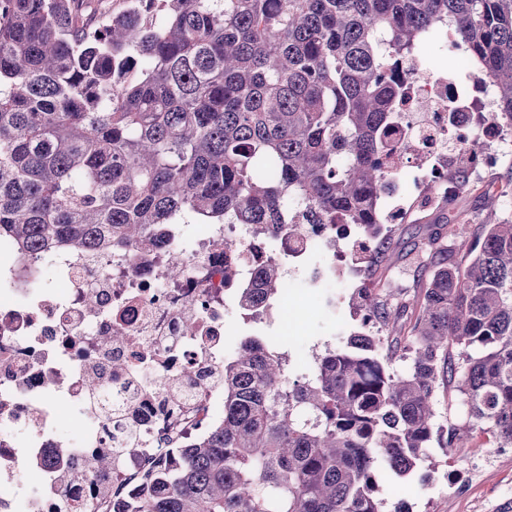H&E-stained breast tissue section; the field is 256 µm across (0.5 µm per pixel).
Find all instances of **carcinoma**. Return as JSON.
Wrapping results in <instances>:
<instances>
[{"mask_svg": "<svg viewBox=\"0 0 512 512\" xmlns=\"http://www.w3.org/2000/svg\"><path fill=\"white\" fill-rule=\"evenodd\" d=\"M0 0V236L25 250L147 253L170 224L377 233L399 68L448 26L512 127V0ZM449 179L467 183V158ZM466 243L463 263L438 246ZM404 303L360 291L346 342L292 381L258 331L224 363V421L174 453L130 512H387L378 465L410 478L433 445L512 446V221L450 217ZM263 293L284 288L261 273ZM403 375L391 337L406 308ZM469 422L439 425L441 372Z\"/></svg>", "mask_w": 512, "mask_h": 512, "instance_id": "carcinoma-1", "label": "carcinoma"}]
</instances>
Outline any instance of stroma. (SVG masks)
<instances>
[{
  "label": "stroma",
  "mask_w": 512,
  "mask_h": 512,
  "mask_svg": "<svg viewBox=\"0 0 512 512\" xmlns=\"http://www.w3.org/2000/svg\"><path fill=\"white\" fill-rule=\"evenodd\" d=\"M454 214L475 224L512 220V208L506 207L504 199L486 194L479 186L465 188L450 203L428 197L407 221L393 226L389 237L391 258L370 268L372 279L398 293L414 294L427 273L416 247L435 225L445 223ZM292 302L299 318L290 342L284 343L281 351L289 361L291 378L300 380L312 375L316 357L344 344L356 323L345 301L337 303L336 315L330 319L314 316L307 298L296 296ZM432 454L439 459V466H420L409 480L381 472L377 496L386 508L390 510L403 501L410 512H512L511 450L496 452L494 445L477 436L464 447L446 452L436 448Z\"/></svg>",
  "instance_id": "1"
}]
</instances>
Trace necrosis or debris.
<instances>
[{
	"instance_id": "4bbe7bcc",
	"label": "necrosis or debris",
	"mask_w": 512,
	"mask_h": 512,
	"mask_svg": "<svg viewBox=\"0 0 512 512\" xmlns=\"http://www.w3.org/2000/svg\"><path fill=\"white\" fill-rule=\"evenodd\" d=\"M394 109L393 156L380 193L383 223L407 218L428 187L448 185L456 155L483 184L512 156L493 119L492 81L475 69L436 72L412 51ZM372 240L354 224H304L257 235L250 224L175 225L152 252L51 255L0 238V512H112L168 452L224 419L227 338L242 291L278 264L288 288L332 298L366 288L359 255ZM233 267L225 278V267ZM110 458L107 469L82 466Z\"/></svg>"
}]
</instances>
